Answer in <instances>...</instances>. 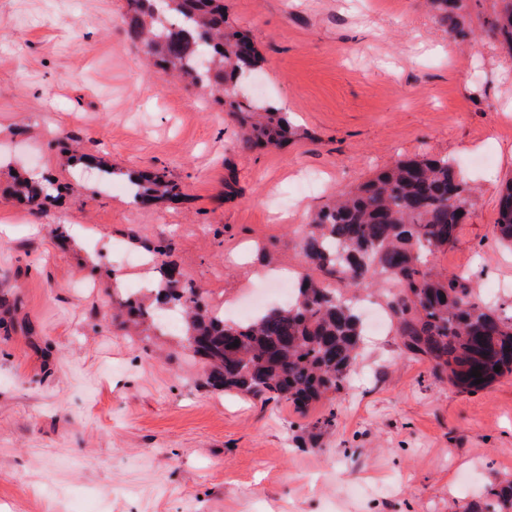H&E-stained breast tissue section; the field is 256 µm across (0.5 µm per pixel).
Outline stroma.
<instances>
[{"instance_id":"1","label":"stroma","mask_w":512,"mask_h":512,"mask_svg":"<svg viewBox=\"0 0 512 512\" xmlns=\"http://www.w3.org/2000/svg\"><path fill=\"white\" fill-rule=\"evenodd\" d=\"M500 7L466 0L464 42L422 0H224L264 57L251 99L296 129L265 152L234 148L209 89L147 67L125 0H0V512H465L512 480V375L459 392L390 326L341 393L299 411L207 387L182 324L134 334L112 309L115 278L143 291L152 249L210 304L253 300L304 271L301 235L338 188L426 154L478 188L436 269L512 315ZM152 168L183 200L134 203L129 174ZM31 172L60 187L40 211L12 197ZM496 228L501 240L512 244V180L499 196Z\"/></svg>"}]
</instances>
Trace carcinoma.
<instances>
[{
  "label": "carcinoma",
  "mask_w": 512,
  "mask_h": 512,
  "mask_svg": "<svg viewBox=\"0 0 512 512\" xmlns=\"http://www.w3.org/2000/svg\"><path fill=\"white\" fill-rule=\"evenodd\" d=\"M130 39L167 76L187 79L221 97L237 123L240 149H279L288 142V113L238 98V85L258 72L262 56L246 36L230 30L224 0H126ZM493 22L500 45L512 53V0H501ZM437 20L468 35L462 0H427ZM50 185L23 178L15 194L32 210L43 207ZM141 203L173 200L181 186L165 169L133 181ZM471 207V192L447 158L407 157L356 188L336 192L318 210L300 243L311 268L335 274L358 290L371 281L399 325L406 351L426 357L460 392L473 394L512 374V318L478 302L460 275H440L429 257L455 243ZM497 232L512 244V180L498 199ZM150 303L127 298L120 306L134 321L156 322L162 309L185 314L186 347L208 366L207 384L287 402L299 410L340 393L360 355L363 321L352 301L321 282H299L292 303L233 324L166 261ZM238 346H232L234 341ZM501 370L496 372L494 367ZM484 382L474 383L472 370ZM489 502L468 512H512V481L487 490Z\"/></svg>",
  "instance_id": "carcinoma-1"
}]
</instances>
